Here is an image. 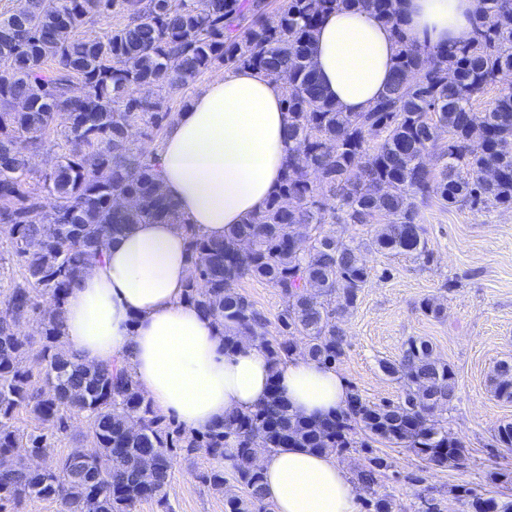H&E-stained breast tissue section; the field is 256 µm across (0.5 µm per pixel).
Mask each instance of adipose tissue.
Listing matches in <instances>:
<instances>
[{
  "label": "adipose tissue",
  "instance_id": "obj_1",
  "mask_svg": "<svg viewBox=\"0 0 512 512\" xmlns=\"http://www.w3.org/2000/svg\"><path fill=\"white\" fill-rule=\"evenodd\" d=\"M477 0H401L407 36L431 49L467 39ZM399 45L368 11L341 8L315 34L317 76L339 108L367 111L393 77ZM285 88L245 68L215 76L168 128L160 178L186 223L213 240L258 213L280 185L288 146ZM184 225L135 224L113 233L70 288L63 338L90 364L130 365L154 410L204 432L278 392L319 418L345 408L336 368L294 357L272 364L257 344L225 352L214 321L185 300L194 270ZM260 468L275 512H359V491L331 455L278 448Z\"/></svg>",
  "mask_w": 512,
  "mask_h": 512
}]
</instances>
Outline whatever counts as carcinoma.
<instances>
[{
  "mask_svg": "<svg viewBox=\"0 0 512 512\" xmlns=\"http://www.w3.org/2000/svg\"><path fill=\"white\" fill-rule=\"evenodd\" d=\"M399 2L17 0L0 16V236L8 238L0 248L17 267L0 292L1 509L33 498L56 500L66 512H136L147 499L163 507L182 452L217 463L204 479L224 493V512H273L253 461L257 447L334 455L362 448L368 457L355 480L366 490L392 467L373 453L375 442L439 467L461 458V440L435 416L455 395V373L426 340L411 339L399 360L379 362L401 384L399 402L369 404L354 391L340 414L310 420L274 394L193 434L153 410L127 366L80 361L61 331L68 290L112 232L159 218L184 223L165 195L157 157L140 155L129 139L133 123L165 135L176 113L135 89L175 92L217 65L291 78L279 191L222 240L188 230L197 274L185 296L222 328L226 351L250 338L275 365L294 356L292 343L268 336L267 316L237 288L251 278L280 295L281 333L304 337V357L334 367L344 343L336 315L355 306L370 276L363 249L428 258L419 213L435 199L512 209V87L480 112L472 104L512 71V0H478L471 38L436 51L408 39ZM347 6L370 11L400 44L391 85L366 112L342 111L313 61L318 23ZM114 14L120 20L105 35L75 37ZM75 77L84 86L79 96L70 91ZM61 115L65 152L34 187L17 144L41 147ZM442 132L448 145L436 174L426 152ZM330 221L379 228L363 246L325 233ZM37 313L38 336L22 335L20 324ZM496 390L512 398V364L500 365ZM22 411L47 429L21 431ZM75 417L89 422L93 453L32 469L28 460L68 437ZM226 463L235 491L226 488ZM365 507L394 512L386 496Z\"/></svg>",
  "mask_w": 512,
  "mask_h": 512,
  "instance_id": "cac0c4a2",
  "label": "carcinoma"
}]
</instances>
